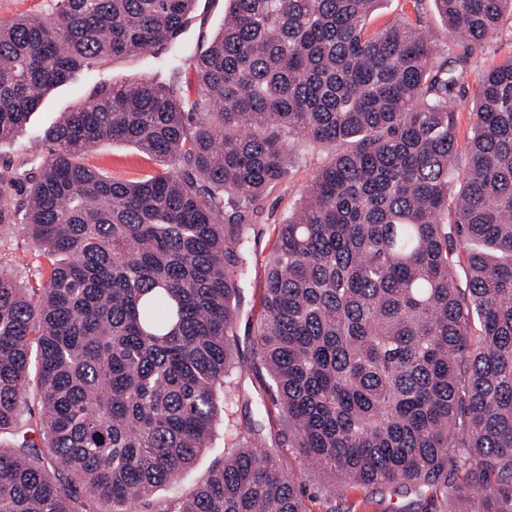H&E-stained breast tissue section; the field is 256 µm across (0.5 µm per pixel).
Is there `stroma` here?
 <instances>
[{"mask_svg": "<svg viewBox=\"0 0 512 512\" xmlns=\"http://www.w3.org/2000/svg\"><path fill=\"white\" fill-rule=\"evenodd\" d=\"M228 6L229 0H197L196 17L182 34V42L195 50L206 48L223 28ZM399 20H408L425 28L439 52L452 54L458 51L460 40L440 19L433 0H385L372 17L368 30L373 33ZM510 56L512 20L508 19L503 24L502 34L487 42L471 58L464 79L465 92L455 103L458 140L453 163L455 184L464 182L467 145L473 135L474 116L470 105L479 80L487 69ZM164 57V51L154 50L126 59H108L94 69L77 75L70 83L52 90L32 113L15 141L0 144V166L18 165L30 153L46 154L47 148L42 144L41 136L48 126L61 118L64 111L87 100L96 86L121 78L135 80L149 75ZM292 153L287 186L269 187L259 202V214L248 218V262L238 279L241 298L236 326L237 353L246 360L252 359L256 352L254 330L262 311L265 262L275 247L277 227L302 200L316 170L327 159L325 148L309 143L295 145ZM96 154L98 164L107 167L113 176L124 179H139L159 168L155 160L125 142H103L97 147ZM0 268L9 272L21 287L28 288L44 279L49 263L42 247L25 235L18 225L0 224ZM267 383L268 376L264 373H253L247 377L244 393L251 406L247 411L237 412L236 420L241 423L246 417H253L261 424L265 438L274 440L281 430L279 412L275 409L265 410L259 399ZM233 442V436L217 431L210 448L198 456L176 485L162 487L161 496L191 492L207 476L212 466L223 458L225 446ZM280 463L284 471L304 488L308 512H396L399 506L407 502L406 497L371 488H350L344 497L332 501L320 490V474L309 468L294 449L282 448Z\"/></svg>", "mask_w": 512, "mask_h": 512, "instance_id": "stroma-1", "label": "stroma"}]
</instances>
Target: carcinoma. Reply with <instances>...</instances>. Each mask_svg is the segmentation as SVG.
Returning a JSON list of instances; mask_svg holds the SVG:
<instances>
[{"label": "carcinoma", "mask_w": 512, "mask_h": 512, "mask_svg": "<svg viewBox=\"0 0 512 512\" xmlns=\"http://www.w3.org/2000/svg\"><path fill=\"white\" fill-rule=\"evenodd\" d=\"M195 2L52 0L0 20L1 143L75 75L170 46L152 76L63 113L49 157L0 170V224L51 265L32 288L0 269V438L15 437L0 512H307L284 445L329 494L337 480L412 496L399 512H512V56L478 85L455 194L450 176L452 104L512 0H434L461 38L447 59L407 20L367 35L382 0H229L190 52ZM105 140L162 169L113 177L92 162ZM295 141L330 157L266 263L255 336L283 426L269 446L234 420L241 224L285 184ZM34 347L36 440L20 431ZM221 425L222 463L156 498Z\"/></svg>", "instance_id": "carcinoma-1"}]
</instances>
